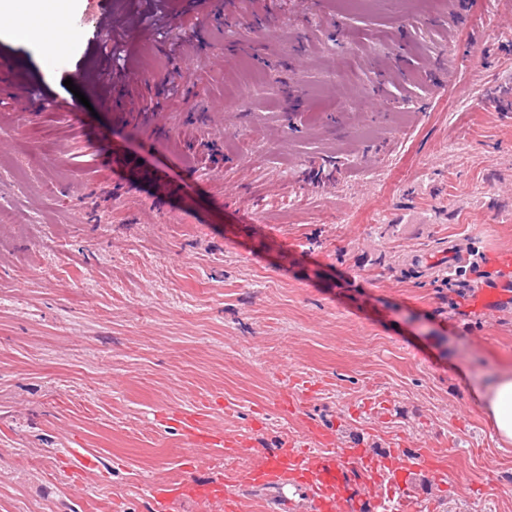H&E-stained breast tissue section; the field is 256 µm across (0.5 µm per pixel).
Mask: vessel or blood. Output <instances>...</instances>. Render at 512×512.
Wrapping results in <instances>:
<instances>
[{"label":"vessel or blood","mask_w":512,"mask_h":512,"mask_svg":"<svg viewBox=\"0 0 512 512\" xmlns=\"http://www.w3.org/2000/svg\"><path fill=\"white\" fill-rule=\"evenodd\" d=\"M177 422L190 448L183 457L185 474L148 485L151 512H173L183 501L196 502L206 512H240V499L230 487L241 481L253 487L302 490L308 512H417L413 499L398 495L409 473L422 468L435 481L444 479L441 462L429 450L412 457L393 451L378 455L359 446L339 453L334 448V434L315 424L308 438L282 440L278 448L240 472L236 464L241 449L234 440L213 434L202 413L181 414ZM201 443L217 447L220 466L212 476L194 479L190 473L196 469L197 459L192 448Z\"/></svg>","instance_id":"1"}]
</instances>
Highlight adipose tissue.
I'll use <instances>...</instances> for the list:
<instances>
[{
  "label": "adipose tissue",
  "mask_w": 512,
  "mask_h": 512,
  "mask_svg": "<svg viewBox=\"0 0 512 512\" xmlns=\"http://www.w3.org/2000/svg\"><path fill=\"white\" fill-rule=\"evenodd\" d=\"M72 0H25L24 11L38 20L29 29L31 41L49 39L57 50L68 46L73 31L69 25ZM478 411L486 420L502 450L512 449V370L505 368L471 391Z\"/></svg>",
  "instance_id": "adipose-tissue-1"
}]
</instances>
